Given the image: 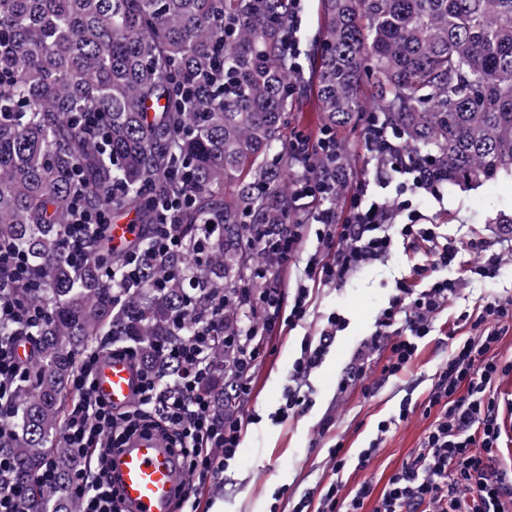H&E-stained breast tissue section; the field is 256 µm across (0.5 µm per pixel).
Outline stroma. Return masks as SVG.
<instances>
[{"mask_svg": "<svg viewBox=\"0 0 512 512\" xmlns=\"http://www.w3.org/2000/svg\"><path fill=\"white\" fill-rule=\"evenodd\" d=\"M296 11L292 38L297 60L307 70L316 56L318 0H298ZM412 203L424 222L439 225L442 234L462 242L463 248L455 266L436 272L438 278L458 280L459 290L448 303L447 315L437 320L433 336L420 345L409 371L382 378L383 354L374 350L368 373L378 381L375 393L364 395L357 386L337 390L341 372L374 331L397 278L421 260L420 254L399 247L386 263L360 270L346 285L315 289L307 318L296 328L265 339L250 394L235 410L247 421L239 453L222 476L197 488L196 512H292L306 492L326 485L336 474L344 491L367 481L379 492L419 448L433 422L422 408L432 377L455 345L473 336L470 325L458 322V314L475 312L488 296L512 299V183L499 181L470 192L445 187L436 196L417 195ZM474 238L502 244V262L494 278L471 273L481 258L468 246ZM334 311L347 318L348 326L307 379L308 403L287 419L274 421L303 337L315 336L324 317ZM406 398L417 402L416 411L393 426L368 465L358 468L357 454L375 438L378 422L397 414ZM339 441L347 451V463L338 472L332 450Z\"/></svg>", "mask_w": 512, "mask_h": 512, "instance_id": "1", "label": "stroma"}]
</instances>
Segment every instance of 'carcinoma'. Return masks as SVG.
Instances as JSON below:
<instances>
[{"label":"carcinoma","mask_w":512,"mask_h":512,"mask_svg":"<svg viewBox=\"0 0 512 512\" xmlns=\"http://www.w3.org/2000/svg\"><path fill=\"white\" fill-rule=\"evenodd\" d=\"M319 20L308 89L323 117L310 140L290 131L292 0H0V241L28 254L49 306L0 428V457L12 460L0 486L25 489L16 512L80 510L70 477L83 460L61 432L81 353L110 336L175 382L169 348L190 328L173 316L271 264L248 240L264 224L307 223L295 179L330 177L313 199L343 208L349 137L366 103L443 182L512 179V0H319ZM83 113L101 114L106 139L78 122ZM76 170L89 206L143 225L130 251L148 247L167 178L187 183L181 251L129 293L102 275L116 256L110 233L82 265L62 252ZM114 184L122 192L111 199ZM209 219L220 231L191 266ZM163 277L166 287H151ZM245 316L236 302L224 307L209 350L219 418L234 412L225 386ZM48 464L60 479L42 487L35 477Z\"/></svg>","instance_id":"cac0c4a2"}]
</instances>
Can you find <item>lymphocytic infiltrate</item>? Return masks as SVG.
Here are the masks:
<instances>
[{"mask_svg":"<svg viewBox=\"0 0 512 512\" xmlns=\"http://www.w3.org/2000/svg\"><path fill=\"white\" fill-rule=\"evenodd\" d=\"M369 143L392 156L389 163L378 167V181L389 182L396 174L402 177L394 197L371 206L354 198L352 216L345 221L323 209L314 214L312 224H275L257 231L261 251L273 252L277 264L263 270L255 281L253 295L261 315L257 322L249 323L248 338L234 359L236 399L250 392L263 338L278 326L293 328L306 318L311 284L341 287L361 269L386 260L398 244L423 255V262L412 264L396 281L369 340L371 346L386 348L382 372L388 377L408 370L419 340L431 335L436 317L456 293L455 281L435 278L434 272L455 262L458 244L441 236L437 225L399 221L409 208V196L436 194L437 180L420 158L403 154L386 132H378ZM188 201V194L179 192L160 204L149 248L122 257L123 287H136L147 267L180 251L176 225ZM107 223L105 212L87 209L82 199H75L62 240L64 253L73 262L84 260L88 239ZM302 253L307 256L306 263L296 274L294 301L288 308L279 272ZM33 279L27 255L0 242V323L20 335L45 316L44 305L21 299L18 294L19 289L31 287ZM462 319L470 323L475 336L457 346L435 371L426 407L435 411L436 417L411 461L390 476L375 512H512V468L497 463L504 441H512V430L502 418L503 412L512 413V402L500 405L494 393L496 383L512 373V362H501L494 355L504 321L512 320V303L487 298L477 315L466 313ZM347 326L346 317L336 311L326 317L318 339H305L293 364L294 383L283 394L280 416H288L306 402L302 381ZM214 332L213 320L195 324L189 339L175 352L181 369L171 385L140 364L132 347L111 348L102 343L83 352L70 382L72 397L62 431L66 447L82 455L91 450L98 453L96 466L78 468L71 477L81 512H125L116 490L109 485L111 462L143 433H154L167 442L186 479L185 489L177 496L176 512H183L196 482L224 472L229 460L235 458L243 422L231 417L216 419L208 389L212 368L206 354ZM106 354L135 365L140 384L127 407L112 408L96 393L94 374ZM340 491V481L329 482L318 494L317 512H363L373 488L364 482L352 495L344 497Z\"/></svg>","mask_w":512,"mask_h":512,"instance_id":"obj_1","label":"lymphocytic infiltrate"}]
</instances>
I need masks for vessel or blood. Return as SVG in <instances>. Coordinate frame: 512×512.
<instances>
[{
  "label": "vessel or blood",
  "mask_w": 512,
  "mask_h": 512,
  "mask_svg": "<svg viewBox=\"0 0 512 512\" xmlns=\"http://www.w3.org/2000/svg\"><path fill=\"white\" fill-rule=\"evenodd\" d=\"M139 378L129 362L103 358L96 376L97 394L115 408L135 397ZM114 480L127 512H171L182 484L166 448L154 437L135 439L112 459Z\"/></svg>",
  "instance_id": "vessel-or-blood-1"
}]
</instances>
